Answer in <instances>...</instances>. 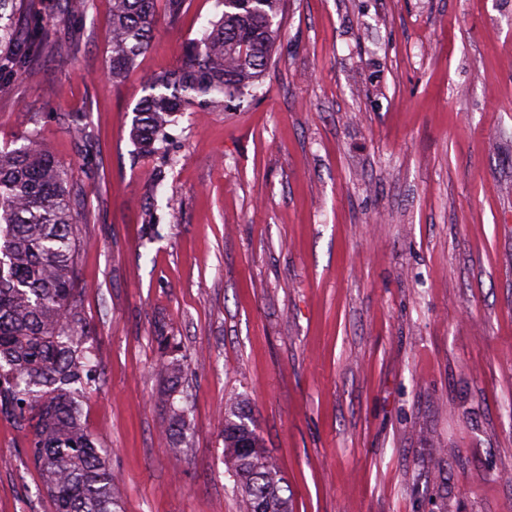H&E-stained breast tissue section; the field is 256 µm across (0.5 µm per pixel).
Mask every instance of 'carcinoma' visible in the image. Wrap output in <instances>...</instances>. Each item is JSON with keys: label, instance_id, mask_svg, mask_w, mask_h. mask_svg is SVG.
Returning <instances> with one entry per match:
<instances>
[{"label": "carcinoma", "instance_id": "obj_1", "mask_svg": "<svg viewBox=\"0 0 512 512\" xmlns=\"http://www.w3.org/2000/svg\"><path fill=\"white\" fill-rule=\"evenodd\" d=\"M155 0H112V81L125 78L147 49ZM223 10L185 48L181 66L148 82L135 108L131 138L157 150L166 128L191 105L224 108L253 92L272 60L284 0H219ZM26 0H0V93L11 90L43 48L48 30L35 20L23 37L1 23ZM79 197L70 174L28 133L18 148L0 149V414L29 431V448L56 512H121L118 477L84 429L75 393L92 388L91 352L79 311L75 224ZM171 386L184 365L168 355L155 364ZM188 409L174 408L163 436L185 453ZM224 466L245 512H292L288 483L264 450L244 405H224Z\"/></svg>", "mask_w": 512, "mask_h": 512}]
</instances>
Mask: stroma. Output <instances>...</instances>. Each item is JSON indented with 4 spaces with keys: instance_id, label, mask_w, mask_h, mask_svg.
<instances>
[{
    "instance_id": "1",
    "label": "stroma",
    "mask_w": 512,
    "mask_h": 512,
    "mask_svg": "<svg viewBox=\"0 0 512 512\" xmlns=\"http://www.w3.org/2000/svg\"><path fill=\"white\" fill-rule=\"evenodd\" d=\"M221 11L156 0L121 82L111 0L0 96L73 177L82 420L123 512H243L224 402L243 400L294 512H512V0H287L256 96L130 137L146 82ZM78 124L75 138L70 124ZM188 367L155 375L159 337ZM188 406L180 469L159 433ZM0 415V512H55Z\"/></svg>"
}]
</instances>
